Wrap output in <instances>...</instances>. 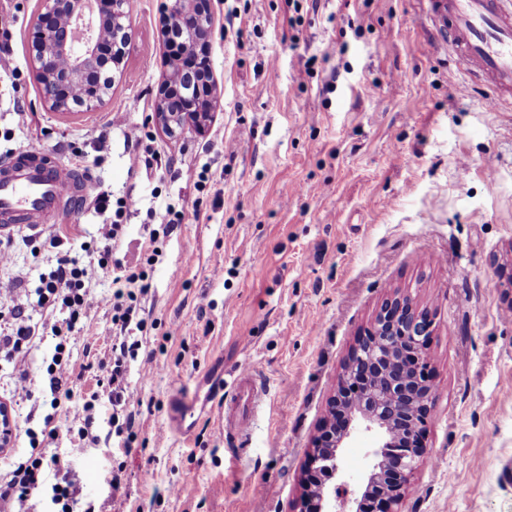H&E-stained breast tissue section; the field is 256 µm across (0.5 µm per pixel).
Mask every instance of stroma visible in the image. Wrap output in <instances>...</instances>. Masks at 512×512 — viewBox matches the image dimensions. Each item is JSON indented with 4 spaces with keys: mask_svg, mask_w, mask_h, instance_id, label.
<instances>
[{
    "mask_svg": "<svg viewBox=\"0 0 512 512\" xmlns=\"http://www.w3.org/2000/svg\"><path fill=\"white\" fill-rule=\"evenodd\" d=\"M168 0H130L131 44L93 112L55 111L33 81L38 0H0L12 49L0 71V156L58 154L113 197H138L113 253L146 267V327L127 383L136 403L129 442L108 439L112 406L95 410L98 446L74 456L83 404L112 352V275L86 285L100 304L69 335L73 398L50 445L80 488L81 512H297L303 469L342 364L380 303L410 295L434 315L426 354L435 401L427 455L400 512H512V102L448 80V55L427 49L418 0H303L296 28L285 0H212L210 60L222 89L205 134H166L152 121L168 70ZM27 113L18 123L16 107ZM146 125L171 172L130 170L113 114ZM234 142V152L224 150ZM497 171L487 178L486 157ZM180 214L147 264L166 205ZM91 204L65 213L75 252H98ZM0 285L34 288L57 252L10 239ZM55 345L33 337L23 361L0 360V405L17 432L0 467L29 451L26 429L50 413L45 366ZM151 358V371L142 361ZM256 364L267 386L247 449L220 428L232 370ZM26 374L33 395L12 397ZM191 427L171 430L177 398ZM377 446L356 431L341 481L362 483ZM122 466L125 497L104 475Z\"/></svg>",
    "mask_w": 512,
    "mask_h": 512,
    "instance_id": "obj_1",
    "label": "stroma"
}]
</instances>
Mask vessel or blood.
I'll list each match as a JSON object with an SVG mask.
<instances>
[{
  "label": "vessel or blood",
  "mask_w": 512,
  "mask_h": 512,
  "mask_svg": "<svg viewBox=\"0 0 512 512\" xmlns=\"http://www.w3.org/2000/svg\"><path fill=\"white\" fill-rule=\"evenodd\" d=\"M424 21L448 41V76L478 81L490 106L512 99V0H423ZM89 193L84 173L60 160L25 152L0 165V234L43 229L55 222L64 203L83 202ZM233 396L221 405V422L247 441L267 387L253 365L231 376Z\"/></svg>",
  "instance_id": "obj_1"
}]
</instances>
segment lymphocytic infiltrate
Listing matches in <instances>:
<instances>
[{
	"instance_id": "1",
	"label": "lymphocytic infiltrate",
	"mask_w": 512,
	"mask_h": 512,
	"mask_svg": "<svg viewBox=\"0 0 512 512\" xmlns=\"http://www.w3.org/2000/svg\"><path fill=\"white\" fill-rule=\"evenodd\" d=\"M140 204V199L134 197L113 201L103 192L93 198L95 211H108L112 214L110 221L98 225L96 233L103 245L97 265L100 269L108 268L112 271L109 303L112 307V328L118 341L112 346V355L106 366L110 370L107 389L112 403V418L117 422L114 434L118 437L133 426L129 409L133 396L127 390L126 363L128 357L135 354V346L130 342L131 336L145 328L138 298L148 292L150 284L145 270L126 267L121 262L113 261L112 244L123 235L127 215L138 210ZM87 274L88 269L82 257L65 254L57 258L55 267L48 274L41 276L37 288H8L4 291L5 296L12 298L14 304L8 310L10 331H0V359L13 361L25 356L27 346L36 334L50 335L57 340L47 366L53 410L59 409L62 402L72 396L70 389L63 385L71 372L64 341L98 302L97 297L84 286ZM36 307L58 309L62 317L51 323H33L29 311ZM26 435L31 445L29 455L15 461L7 473L0 474V512H30L32 493L45 486L51 489L54 512H76L79 488L69 475H51L50 470L56 461L47 457L44 448L45 442L53 440L56 435L53 415H46L41 430L30 429Z\"/></svg>"
}]
</instances>
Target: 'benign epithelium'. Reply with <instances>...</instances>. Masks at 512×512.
<instances>
[{"label":"benign epithelium","instance_id":"benign-epithelium-1","mask_svg":"<svg viewBox=\"0 0 512 512\" xmlns=\"http://www.w3.org/2000/svg\"><path fill=\"white\" fill-rule=\"evenodd\" d=\"M130 0H39L31 52L32 78L53 110L70 98L80 82L85 92L75 106L96 110L104 100L92 73L102 63L101 35L113 40L112 63L120 67L129 45ZM89 21L97 37L71 40V31ZM211 0H170L167 28H175L186 66L173 68L158 88L154 120L171 136L187 127L207 130L220 90L211 68ZM433 320L410 297L385 300L370 328L357 337L327 402L314 449L305 469L314 487H306L300 512H398L409 493L410 478L427 454L423 436L434 391L425 349ZM363 429L378 437L363 484L351 497L330 483L342 469V448L353 432Z\"/></svg>","mask_w":512,"mask_h":512}]
</instances>
